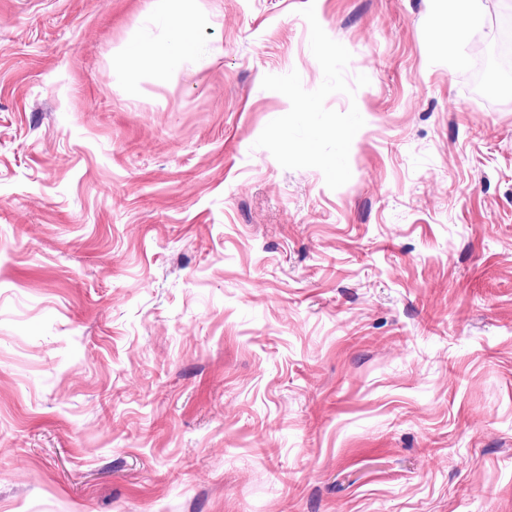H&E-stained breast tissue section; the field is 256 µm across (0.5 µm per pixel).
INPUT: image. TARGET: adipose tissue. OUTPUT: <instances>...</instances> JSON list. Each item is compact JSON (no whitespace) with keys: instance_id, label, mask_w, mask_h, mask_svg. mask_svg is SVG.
<instances>
[{"instance_id":"1","label":"adipose tissue","mask_w":512,"mask_h":512,"mask_svg":"<svg viewBox=\"0 0 512 512\" xmlns=\"http://www.w3.org/2000/svg\"><path fill=\"white\" fill-rule=\"evenodd\" d=\"M187 0H150L148 23L141 30L139 39L143 46L151 49L154 58L152 78L162 83L182 69L185 61L196 55L200 44L193 38L198 20L190 15L186 6ZM166 30L164 41L153 42L154 29Z\"/></svg>"}]
</instances>
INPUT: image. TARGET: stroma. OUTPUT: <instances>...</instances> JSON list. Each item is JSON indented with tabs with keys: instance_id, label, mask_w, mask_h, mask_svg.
I'll use <instances>...</instances> for the list:
<instances>
[{
	"instance_id": "1",
	"label": "stroma",
	"mask_w": 512,
	"mask_h": 512,
	"mask_svg": "<svg viewBox=\"0 0 512 512\" xmlns=\"http://www.w3.org/2000/svg\"><path fill=\"white\" fill-rule=\"evenodd\" d=\"M148 2L0 0V512H512V0ZM192 0H152L148 8V23L141 30L139 39L144 47L151 49L154 58L152 79L163 83L183 68L185 61L196 55L200 44L193 39V30L198 20L187 11ZM154 28L166 30L164 41L153 43ZM446 2L448 18L454 21L448 38V53L460 47L467 34V17L474 10L473 0H441Z\"/></svg>"
}]
</instances>
